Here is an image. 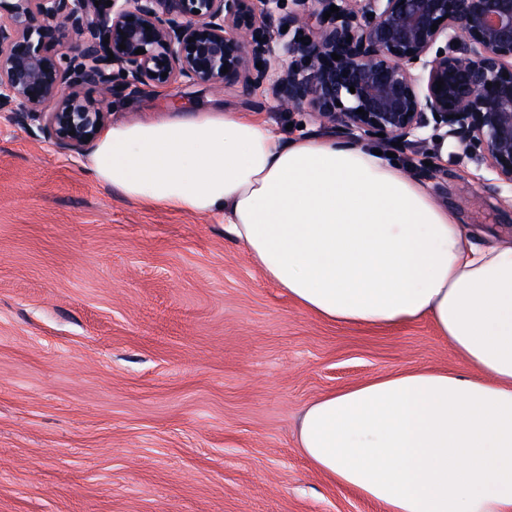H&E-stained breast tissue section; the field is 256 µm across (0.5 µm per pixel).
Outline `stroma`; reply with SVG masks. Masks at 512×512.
Wrapping results in <instances>:
<instances>
[{
	"label": "stroma",
	"mask_w": 512,
	"mask_h": 512,
	"mask_svg": "<svg viewBox=\"0 0 512 512\" xmlns=\"http://www.w3.org/2000/svg\"><path fill=\"white\" fill-rule=\"evenodd\" d=\"M223 106L311 136L261 92L175 85L142 111ZM475 232L512 240V187L448 140L395 152ZM0 112V512H382L301 454L303 409L405 367L457 369L426 320L327 323L267 281L222 216L130 202Z\"/></svg>",
	"instance_id": "35a3bbf8"
}]
</instances>
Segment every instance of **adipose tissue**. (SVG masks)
I'll use <instances>...</instances> for the list:
<instances>
[{"label":"adipose tissue","instance_id":"1","mask_svg":"<svg viewBox=\"0 0 512 512\" xmlns=\"http://www.w3.org/2000/svg\"><path fill=\"white\" fill-rule=\"evenodd\" d=\"M88 171L134 201L223 216L265 278L324 321L429 319L466 371L330 392L304 411L298 447L386 512H512V242L475 236L372 148L289 140L221 109L112 124Z\"/></svg>","mask_w":512,"mask_h":512}]
</instances>
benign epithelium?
<instances>
[{
  "instance_id": "obj_1",
  "label": "benign epithelium",
  "mask_w": 512,
  "mask_h": 512,
  "mask_svg": "<svg viewBox=\"0 0 512 512\" xmlns=\"http://www.w3.org/2000/svg\"><path fill=\"white\" fill-rule=\"evenodd\" d=\"M293 2L0 0V112L79 154L128 92L262 89L358 145L423 152L427 130H442L512 186V0Z\"/></svg>"
}]
</instances>
